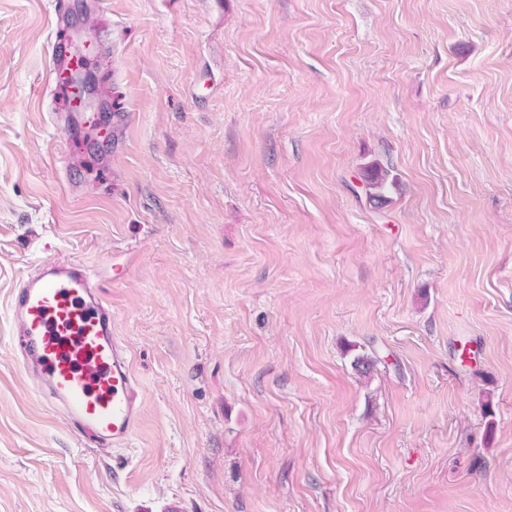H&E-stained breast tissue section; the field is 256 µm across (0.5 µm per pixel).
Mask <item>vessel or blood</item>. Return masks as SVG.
Here are the masks:
<instances>
[{
    "label": "vessel or blood",
    "instance_id": "obj_1",
    "mask_svg": "<svg viewBox=\"0 0 512 512\" xmlns=\"http://www.w3.org/2000/svg\"><path fill=\"white\" fill-rule=\"evenodd\" d=\"M72 71L53 48L47 82L62 85ZM17 348L48 405L85 439L120 447L142 416L139 385L116 331L112 306L75 260L42 263L11 296Z\"/></svg>",
    "mask_w": 512,
    "mask_h": 512
}]
</instances>
